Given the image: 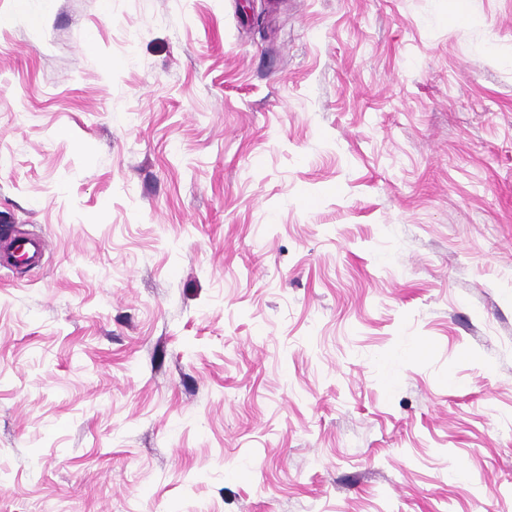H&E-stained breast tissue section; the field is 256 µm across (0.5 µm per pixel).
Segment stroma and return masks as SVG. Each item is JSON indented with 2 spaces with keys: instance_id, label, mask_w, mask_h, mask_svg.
Listing matches in <instances>:
<instances>
[{
  "instance_id": "stroma-1",
  "label": "stroma",
  "mask_w": 512,
  "mask_h": 512,
  "mask_svg": "<svg viewBox=\"0 0 512 512\" xmlns=\"http://www.w3.org/2000/svg\"><path fill=\"white\" fill-rule=\"evenodd\" d=\"M2 224L0 512H512V0H0ZM44 247L45 243L40 239L13 236L9 238L4 249L8 248L27 256L29 259H35L40 257Z\"/></svg>"
}]
</instances>
